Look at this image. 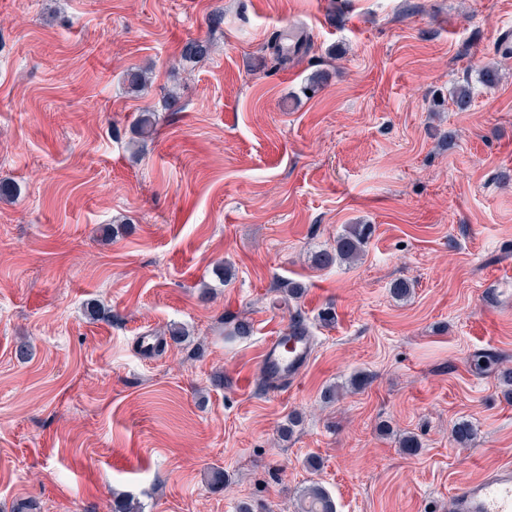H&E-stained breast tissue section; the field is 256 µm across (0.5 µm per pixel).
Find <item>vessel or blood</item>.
<instances>
[{
	"instance_id": "1",
	"label": "vessel or blood",
	"mask_w": 512,
	"mask_h": 512,
	"mask_svg": "<svg viewBox=\"0 0 512 512\" xmlns=\"http://www.w3.org/2000/svg\"><path fill=\"white\" fill-rule=\"evenodd\" d=\"M312 338L307 327L288 326L263 345L260 357L265 375L296 381L308 367ZM456 512H512V469L460 483L455 491Z\"/></svg>"
}]
</instances>
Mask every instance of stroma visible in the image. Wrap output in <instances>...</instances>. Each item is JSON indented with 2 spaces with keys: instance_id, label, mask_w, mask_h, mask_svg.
<instances>
[{
  "instance_id": "1",
  "label": "stroma",
  "mask_w": 512,
  "mask_h": 512,
  "mask_svg": "<svg viewBox=\"0 0 512 512\" xmlns=\"http://www.w3.org/2000/svg\"><path fill=\"white\" fill-rule=\"evenodd\" d=\"M508 24L512 0H0V512H300L314 483L336 512H454L512 466ZM293 27L310 49L273 66ZM197 38L215 50L186 63ZM350 224L374 227L363 257L318 267ZM296 320L314 355L277 387L263 341Z\"/></svg>"
}]
</instances>
